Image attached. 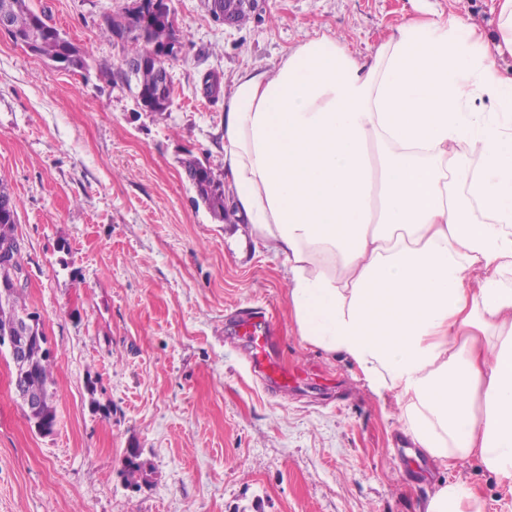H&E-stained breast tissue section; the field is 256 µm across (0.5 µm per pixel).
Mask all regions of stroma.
<instances>
[{
	"instance_id": "obj_1",
	"label": "stroma",
	"mask_w": 512,
	"mask_h": 512,
	"mask_svg": "<svg viewBox=\"0 0 512 512\" xmlns=\"http://www.w3.org/2000/svg\"><path fill=\"white\" fill-rule=\"evenodd\" d=\"M30 3L89 67L0 32V179L17 202L23 297L54 352L57 414L52 434L31 428L0 355V512H424L436 484L455 481L485 512H512L477 460H414L357 368L300 344L284 258L236 217L214 219L181 165L192 155L222 170L235 77L274 71L305 34L344 36L365 57L419 9L493 30L489 0H261L239 27L171 0L182 50L165 63L162 113L110 77L124 52L106 17L131 0ZM258 309L275 316L274 353L305 372L301 388L269 392L249 370L226 318ZM131 448L151 467L138 488L121 474Z\"/></svg>"
}]
</instances>
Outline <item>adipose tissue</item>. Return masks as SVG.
I'll return each instance as SVG.
<instances>
[{
    "label": "adipose tissue",
    "instance_id": "ef3b65f1",
    "mask_svg": "<svg viewBox=\"0 0 512 512\" xmlns=\"http://www.w3.org/2000/svg\"><path fill=\"white\" fill-rule=\"evenodd\" d=\"M486 32L412 16L370 58L306 37L224 100L236 215L288 265L301 345L354 364L404 433L512 487V0ZM463 483L426 512H483Z\"/></svg>",
    "mask_w": 512,
    "mask_h": 512
}]
</instances>
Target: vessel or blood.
Returning <instances> with one entry per match:
<instances>
[{"label": "vessel or blood", "mask_w": 512, "mask_h": 512, "mask_svg": "<svg viewBox=\"0 0 512 512\" xmlns=\"http://www.w3.org/2000/svg\"><path fill=\"white\" fill-rule=\"evenodd\" d=\"M234 332L245 341L250 361L267 386L284 390L300 381V374L284 369L271 354L275 330L266 312L240 315L234 322Z\"/></svg>", "instance_id": "vessel-or-blood-1"}]
</instances>
